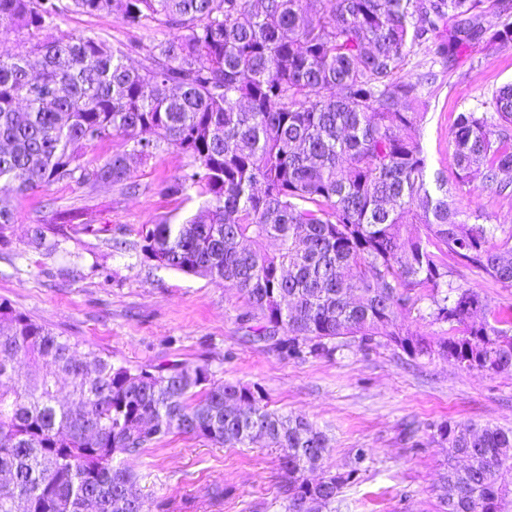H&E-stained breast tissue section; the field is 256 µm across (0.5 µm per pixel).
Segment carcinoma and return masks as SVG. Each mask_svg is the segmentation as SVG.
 Segmentation results:
<instances>
[{"label":"carcinoma","mask_w":512,"mask_h":512,"mask_svg":"<svg viewBox=\"0 0 512 512\" xmlns=\"http://www.w3.org/2000/svg\"><path fill=\"white\" fill-rule=\"evenodd\" d=\"M320 2L312 14L306 0H0L5 33L52 29L68 9L168 31L137 66L127 60L139 45L94 35L62 32L26 55L1 46L0 185L78 177L134 191L130 160L164 143L192 162L159 192L194 189L202 203L183 224L145 225L140 252L234 290L248 305L239 321L268 351L331 358L384 344L512 371V318L448 283L452 256L512 288V224H484L468 203L480 186L512 197V83L457 115L451 187L420 137L400 134L424 117L432 79L405 73L414 48L451 68L473 44L507 45L512 0ZM111 137L131 149L90 173L77 164ZM424 300L448 335L405 328L401 315ZM171 433L281 449L285 512H322L359 474L325 469L327 434L268 409L257 385L218 380L207 364L116 365L0 301V512H142L124 459ZM431 438L448 449L442 512H499L512 428L444 422Z\"/></svg>","instance_id":"carcinoma-1"}]
</instances>
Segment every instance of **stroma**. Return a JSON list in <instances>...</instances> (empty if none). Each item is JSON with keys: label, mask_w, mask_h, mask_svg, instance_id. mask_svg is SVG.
Wrapping results in <instances>:
<instances>
[{"label": "stroma", "mask_w": 512, "mask_h": 512, "mask_svg": "<svg viewBox=\"0 0 512 512\" xmlns=\"http://www.w3.org/2000/svg\"><path fill=\"white\" fill-rule=\"evenodd\" d=\"M60 31L95 35L111 45L137 39L151 48L166 31L149 25L128 31L113 15L66 12ZM434 72L420 139L432 170L453 175L452 123L478 108L493 89L512 80V44L497 50L469 47L452 68L415 48L406 72ZM190 159L160 147L145 161L132 159L136 192L77 179L23 194L0 191L15 222L0 247V300L69 337L130 367L209 365L216 378L259 385L270 409L302 414L331 439L326 469L343 472L355 452H368L359 479L345 486L337 512H438L447 451L429 440L443 422L512 428V371L465 370L438 356L408 358L380 346L336 358L288 360L249 341L238 316L242 297L208 280L156 266L135 250L142 225L181 223L200 198L160 195ZM38 224L61 225L56 248L35 241ZM453 286L485 293L496 308L512 312V288L476 271L448 263ZM414 423L422 441H404V423ZM280 449L255 444L222 447L201 438L172 434L128 459L139 475L133 491L144 512L168 499L175 512H282ZM229 488L220 507L211 488Z\"/></svg>", "instance_id": "35a3bbf8"}]
</instances>
